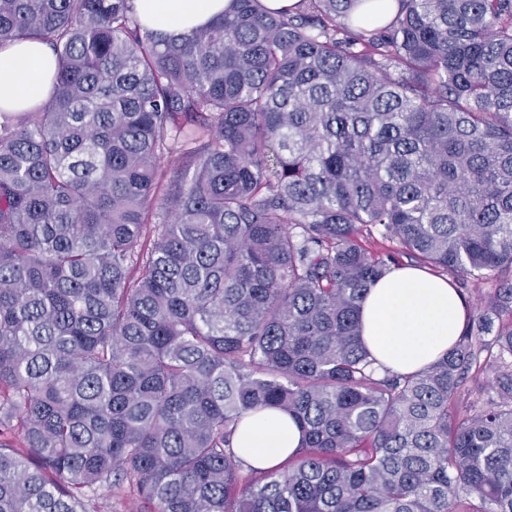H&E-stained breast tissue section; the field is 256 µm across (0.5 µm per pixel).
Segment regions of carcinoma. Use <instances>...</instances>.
I'll return each instance as SVG.
<instances>
[{
	"instance_id": "1",
	"label": "carcinoma",
	"mask_w": 512,
	"mask_h": 512,
	"mask_svg": "<svg viewBox=\"0 0 512 512\" xmlns=\"http://www.w3.org/2000/svg\"><path fill=\"white\" fill-rule=\"evenodd\" d=\"M397 3L0 0L56 59L0 109V512H512V0ZM364 229L487 287L420 371L362 344ZM230 0H135L136 8L152 29L184 32L205 25L224 12ZM301 442V431L284 413L260 412L237 433L240 455L251 466L269 468L285 460Z\"/></svg>"
}]
</instances>
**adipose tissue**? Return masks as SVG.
Masks as SVG:
<instances>
[{"mask_svg":"<svg viewBox=\"0 0 512 512\" xmlns=\"http://www.w3.org/2000/svg\"><path fill=\"white\" fill-rule=\"evenodd\" d=\"M152 29L184 32L223 13L229 0H135ZM30 63L34 72L23 71ZM55 58L38 42L0 49V105L27 109L49 101ZM467 307L447 279L420 268H396L370 288L361 308V339L382 366L401 373L425 368L461 335ZM301 442V432L284 413L260 412L237 433L242 458L269 468L285 460Z\"/></svg>","mask_w":512,"mask_h":512,"instance_id":"1","label":"adipose tissue"}]
</instances>
